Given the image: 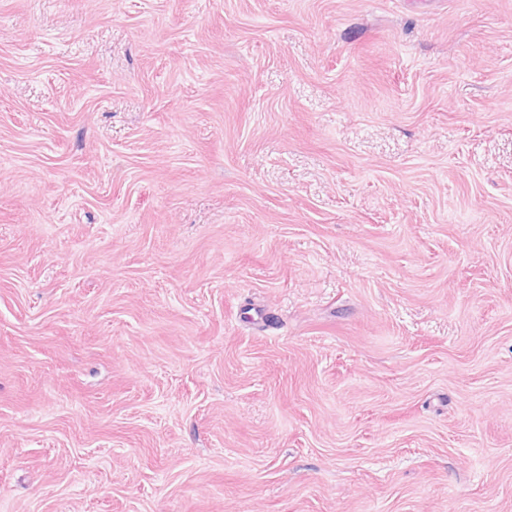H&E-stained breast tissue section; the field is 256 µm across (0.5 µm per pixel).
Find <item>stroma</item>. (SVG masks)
<instances>
[{"instance_id":"1","label":"stroma","mask_w":512,"mask_h":512,"mask_svg":"<svg viewBox=\"0 0 512 512\" xmlns=\"http://www.w3.org/2000/svg\"><path fill=\"white\" fill-rule=\"evenodd\" d=\"M0 512H512V0H0Z\"/></svg>"}]
</instances>
